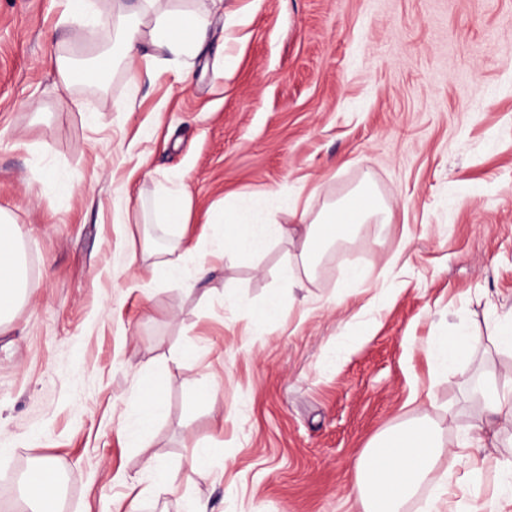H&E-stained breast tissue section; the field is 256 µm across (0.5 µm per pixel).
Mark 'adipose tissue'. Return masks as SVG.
<instances>
[{
  "mask_svg": "<svg viewBox=\"0 0 512 512\" xmlns=\"http://www.w3.org/2000/svg\"><path fill=\"white\" fill-rule=\"evenodd\" d=\"M157 0H140L135 12L136 23H126L127 8L117 5L112 17L101 16L94 0H66L70 16L83 25H112L113 32L124 45L128 57L151 63L146 45L167 50L184 57L197 53L204 44V32L209 24L205 12L181 9L160 10ZM391 210L372 190L361 189L343 202L321 211L295 232L290 225L277 222L269 210L267 197H251L227 203L221 225L213 233L210 253L233 257L257 252L270 242L297 238L300 244L297 263L287 265L283 278L296 285L301 276L313 275L319 254L327 247L347 241L359 225L369 222L389 223ZM24 287L22 261L12 215L0 209V317L7 315ZM476 344L475 337L465 329L453 336L435 337L427 353L432 367L447 372ZM477 393L481 398L484 418L477 427L476 444L497 440L507 426H512V380L500 381L487 375L480 381ZM460 457L468 466L460 483L469 485L468 499L452 502L450 483L434 482L433 473L441 456L435 428L427 422L406 429H390L365 448L354 465L350 494L363 512H401L403 504L424 484L433 483L432 494L426 501L425 512H442L443 505L453 504V512H501V503H512V462L498 473L499 493L496 499H481L477 488L481 483L485 461L461 448ZM54 464L42 461L36 474L26 481L24 494L34 503V512H58Z\"/></svg>",
  "mask_w": 512,
  "mask_h": 512,
  "instance_id": "ef3b65f1",
  "label": "adipose tissue"
}]
</instances>
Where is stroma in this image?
Wrapping results in <instances>:
<instances>
[{
	"mask_svg": "<svg viewBox=\"0 0 512 512\" xmlns=\"http://www.w3.org/2000/svg\"><path fill=\"white\" fill-rule=\"evenodd\" d=\"M111 39L65 0H0V208L33 290L0 320V512H30L45 458L61 512H361L357 457L421 420L462 475L472 386L512 378L489 338L512 306V0H224L202 52L159 53L156 79L120 61L62 83L57 59ZM366 183L390 224L299 287L285 240L191 292L151 276L180 237L210 238L225 196L267 195L285 223L291 202L311 218ZM161 185L190 194L186 229L159 223ZM274 293L279 317L255 326ZM461 328L479 344L433 373L429 338ZM154 395L162 418L127 447ZM149 459L179 495L142 493Z\"/></svg>",
	"mask_w": 512,
	"mask_h": 512,
	"instance_id": "stroma-1",
	"label": "stroma"
}]
</instances>
